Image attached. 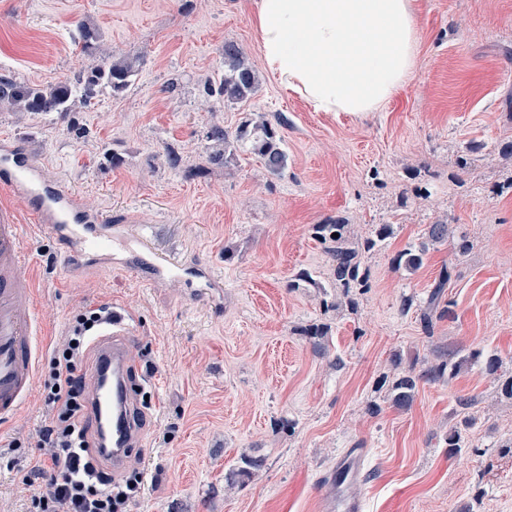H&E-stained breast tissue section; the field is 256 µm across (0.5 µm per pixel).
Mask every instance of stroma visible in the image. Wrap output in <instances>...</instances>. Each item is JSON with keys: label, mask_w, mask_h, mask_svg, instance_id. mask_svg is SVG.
<instances>
[{"label": "stroma", "mask_w": 512, "mask_h": 512, "mask_svg": "<svg viewBox=\"0 0 512 512\" xmlns=\"http://www.w3.org/2000/svg\"><path fill=\"white\" fill-rule=\"evenodd\" d=\"M412 7L416 66L390 100L375 112H317L263 69L246 104L205 103L225 41L261 62L256 0H0V77L73 80L90 64L81 20L100 29L101 55L140 62L135 85L101 97L99 111L0 112V138L26 139L47 178L89 209L223 282L155 286L117 264L71 277L48 233L26 230L21 273L36 284L48 343L89 305L129 317L147 424L131 451L139 488L127 512H325L319 478L348 448L366 451L354 489L363 512H512V398L502 392L512 377V0ZM252 113L285 124L282 175L247 152L226 167L206 160L209 125L232 131ZM170 149L182 169L167 165ZM335 220L355 245L377 241L364 286L337 288L313 234ZM438 220L467 252L434 245L420 268L399 264ZM382 224L392 233L380 241ZM446 265L447 314L429 336L402 301H424ZM311 324L328 328L325 354L303 334ZM440 350L468 362L448 381L419 383L409 409L392 407V354L432 361ZM489 356L500 361L493 374ZM462 397L475 406L462 409ZM42 426L36 394L0 421V512H26L48 487L45 474L21 481ZM454 428L467 443L458 455L446 444ZM244 454L265 468L225 487Z\"/></svg>", "instance_id": "1"}]
</instances>
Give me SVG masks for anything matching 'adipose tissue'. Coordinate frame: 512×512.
<instances>
[{
	"instance_id": "obj_1",
	"label": "adipose tissue",
	"mask_w": 512,
	"mask_h": 512,
	"mask_svg": "<svg viewBox=\"0 0 512 512\" xmlns=\"http://www.w3.org/2000/svg\"><path fill=\"white\" fill-rule=\"evenodd\" d=\"M265 68L317 112H374L412 74L411 0H257Z\"/></svg>"
}]
</instances>
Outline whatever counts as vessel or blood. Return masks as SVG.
Masks as SVG:
<instances>
[{"instance_id": "vessel-or-blood-1", "label": "vessel or blood", "mask_w": 512, "mask_h": 512, "mask_svg": "<svg viewBox=\"0 0 512 512\" xmlns=\"http://www.w3.org/2000/svg\"><path fill=\"white\" fill-rule=\"evenodd\" d=\"M0 187L8 200L0 201V420L15 416L28 401L43 344L37 339L34 281L21 275L27 251L23 224L10 201L22 199L37 225L51 235L68 274L85 268L84 258L101 254L134 255L138 265L148 269L152 282L173 275L198 281L200 287L216 288L220 282L209 267L184 266L158 254L147 238L127 236L121 226L107 224L101 214L88 211L79 193L59 182L49 181L26 143L0 141ZM95 357L87 368L91 403L95 417L88 431H110L112 446L100 461L120 475L131 461L130 449L143 441L144 428L135 417L138 400L139 361L130 351L128 324L120 312L94 342ZM365 451L351 448L338 457L335 465L320 481L323 491L334 501L338 512H361L359 499L349 489L363 477Z\"/></svg>"}]
</instances>
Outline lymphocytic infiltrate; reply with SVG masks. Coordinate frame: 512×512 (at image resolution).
<instances>
[{"label":"lymphocytic infiltrate","instance_id":"lymphocytic-infiltrate-1","mask_svg":"<svg viewBox=\"0 0 512 512\" xmlns=\"http://www.w3.org/2000/svg\"><path fill=\"white\" fill-rule=\"evenodd\" d=\"M105 315V309L87 307L73 316L41 367L45 424L35 445L50 480L46 492L32 497L28 512H124L136 490L131 482L113 484L99 465L100 445L89 442L84 427L90 401L87 341Z\"/></svg>","mask_w":512,"mask_h":512}]
</instances>
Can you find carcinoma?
<instances>
[{"mask_svg":"<svg viewBox=\"0 0 512 512\" xmlns=\"http://www.w3.org/2000/svg\"><path fill=\"white\" fill-rule=\"evenodd\" d=\"M77 27L80 32L81 53L97 55L101 40L98 29L83 21L78 22ZM221 55L224 60V73L205 85V95L216 98L227 106L242 105L250 101L259 86L258 74L253 64L234 41L224 42ZM138 73L137 60L120 57L113 60L109 58L81 71L74 81L57 85L41 86L0 77V111L46 114L55 112L66 116L79 111L81 105H91V101L104 88L110 90L114 96L124 94L134 85ZM206 140L210 142L207 160L211 165L225 166L236 157L237 151L243 150L257 156L264 170L271 176H280L287 168L288 156L283 148V136L279 128L262 115L242 121L233 133L223 125L213 123L208 128ZM313 231L322 243L328 245V253L334 262L336 283L350 288L363 281L362 250L349 242L348 226L339 222L317 224ZM449 235L448 224L442 221L428 225L427 238L433 244L447 243ZM450 279L451 270L445 266L440 271L427 306L420 309V322L429 336L433 334L436 321L444 316V312L438 311V307ZM304 335L309 337L314 348L320 351L325 349L327 332L323 326L312 324L304 329ZM391 363L401 370L400 376L390 389V403L397 409L411 406L419 381H446L459 366L446 353L438 355L437 361L426 363L420 371L416 370L415 358L410 360L408 366H403V357L398 352L393 354ZM265 464L263 457L242 456L240 465L226 477L227 486L244 484L264 468Z\"/></svg>","mask_w":512,"mask_h":512,"instance_id":"obj_1","label":"carcinoma"}]
</instances>
